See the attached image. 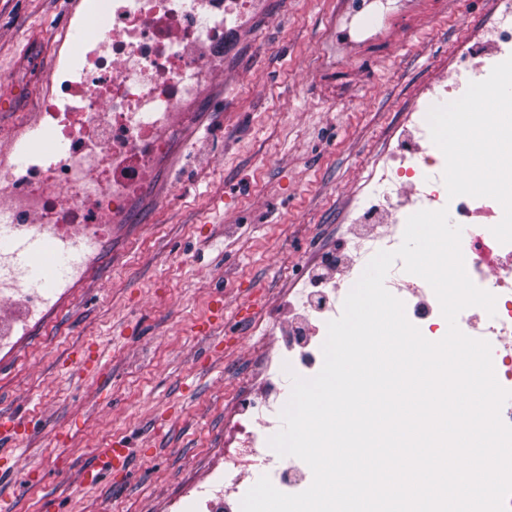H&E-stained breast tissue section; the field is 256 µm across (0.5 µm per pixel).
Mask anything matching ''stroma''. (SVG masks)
<instances>
[{"label":"stroma","mask_w":512,"mask_h":512,"mask_svg":"<svg viewBox=\"0 0 512 512\" xmlns=\"http://www.w3.org/2000/svg\"><path fill=\"white\" fill-rule=\"evenodd\" d=\"M360 46L343 0H262L224 53L213 105L161 161L149 194L98 248L73 300L0 357V512H153L232 431L224 413L265 394L260 336L284 335L288 291L343 238L391 231L350 216L368 176L447 76L454 47L488 37L495 0H388ZM72 0H0V102L36 111ZM119 471L85 486L96 451ZM98 456L102 463L101 468L90 469L82 474L81 480L87 486L96 484L105 472L112 471V469L119 465H125L128 450L123 445L120 448H112L111 445L109 448L98 449Z\"/></svg>","instance_id":"35a3bbf8"}]
</instances>
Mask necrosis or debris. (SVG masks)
Listing matches in <instances>:
<instances>
[{
  "mask_svg": "<svg viewBox=\"0 0 512 512\" xmlns=\"http://www.w3.org/2000/svg\"><path fill=\"white\" fill-rule=\"evenodd\" d=\"M258 0H79L58 42L56 59L38 112L11 125L0 149V237L39 240L46 256L89 254L107 229L127 223L129 201L152 179L156 161L172 135L193 122L206 85L223 70L224 39ZM493 36L458 48L462 74L427 88L418 116L407 130L408 152L398 165L384 166L364 210L388 207L408 190L413 210L447 209L462 226L466 271L496 297L494 313L464 309L457 317L466 335L487 340L499 384L512 390V177L485 192L449 178L461 157L440 143L445 127L489 122L493 144L477 139L473 155L496 168L512 166V103L492 98L491 115L446 112L462 93L512 87V0H497ZM79 29L87 36L73 43ZM411 210L394 212V229L383 235L343 241L332 266L356 284L379 251L397 249ZM386 288L403 301L418 328L435 326L438 300L422 278L402 262L389 271ZM344 291L314 284L292 306L296 317L319 326L339 318ZM36 320L51 297L26 281L13 251L0 250V349L16 323V301ZM323 366L321 342L289 338L276 345L263 368L269 390L261 400L241 395L224 419L237 428L236 447L217 454L204 479L188 481L168 499L164 512H234L249 490L252 473L277 472L276 488L297 494L308 487L302 460L271 455L288 373L311 378Z\"/></svg>",
  "mask_w": 512,
  "mask_h": 512,
  "instance_id": "necrosis-or-debris-1",
  "label": "necrosis or debris"
}]
</instances>
